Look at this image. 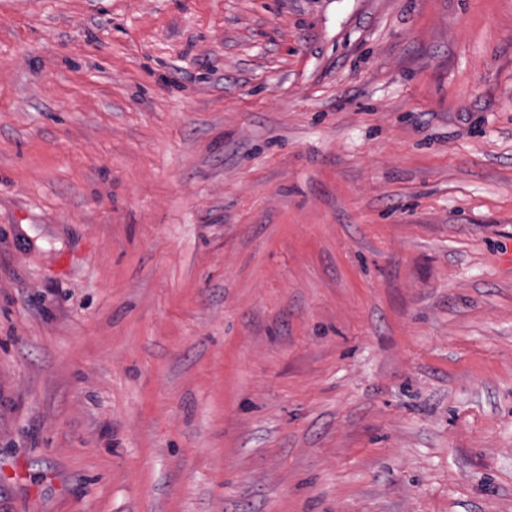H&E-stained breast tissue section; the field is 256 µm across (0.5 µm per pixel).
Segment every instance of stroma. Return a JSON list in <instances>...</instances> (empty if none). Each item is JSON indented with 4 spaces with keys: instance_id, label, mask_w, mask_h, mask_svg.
<instances>
[{
    "instance_id": "35a3bbf8",
    "label": "stroma",
    "mask_w": 512,
    "mask_h": 512,
    "mask_svg": "<svg viewBox=\"0 0 512 512\" xmlns=\"http://www.w3.org/2000/svg\"><path fill=\"white\" fill-rule=\"evenodd\" d=\"M0 512H512V0H0Z\"/></svg>"
}]
</instances>
